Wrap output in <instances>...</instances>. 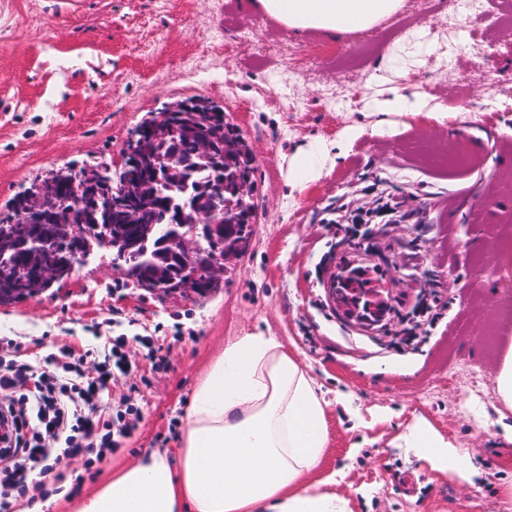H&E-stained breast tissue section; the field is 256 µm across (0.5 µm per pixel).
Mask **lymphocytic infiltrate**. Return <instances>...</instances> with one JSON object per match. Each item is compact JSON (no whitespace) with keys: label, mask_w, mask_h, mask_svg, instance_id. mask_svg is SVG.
Wrapping results in <instances>:
<instances>
[{"label":"lymphocytic infiltrate","mask_w":512,"mask_h":512,"mask_svg":"<svg viewBox=\"0 0 512 512\" xmlns=\"http://www.w3.org/2000/svg\"><path fill=\"white\" fill-rule=\"evenodd\" d=\"M124 345L117 338L92 376L53 354L38 365L0 359V392L11 394L0 402V512H16L22 499L46 494L47 480L64 481L66 459L79 456L85 467L94 466L115 447V434L129 429L133 406L123 403L98 415L90 409L129 372Z\"/></svg>","instance_id":"obj_1"}]
</instances>
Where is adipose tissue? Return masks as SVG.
I'll return each mask as SVG.
<instances>
[{
  "instance_id": "obj_1",
  "label": "adipose tissue",
  "mask_w": 512,
  "mask_h": 512,
  "mask_svg": "<svg viewBox=\"0 0 512 512\" xmlns=\"http://www.w3.org/2000/svg\"><path fill=\"white\" fill-rule=\"evenodd\" d=\"M288 28L330 37L392 16L401 0H250ZM449 474L467 457L423 425L403 437ZM331 438L327 403L277 337L227 343L198 380L179 463L156 452L81 497L77 512H355L336 478H317Z\"/></svg>"
}]
</instances>
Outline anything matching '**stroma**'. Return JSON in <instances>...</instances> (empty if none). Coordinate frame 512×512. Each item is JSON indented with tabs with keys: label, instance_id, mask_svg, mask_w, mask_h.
Masks as SVG:
<instances>
[{
	"label": "stroma",
	"instance_id": "1",
	"mask_svg": "<svg viewBox=\"0 0 512 512\" xmlns=\"http://www.w3.org/2000/svg\"><path fill=\"white\" fill-rule=\"evenodd\" d=\"M397 94L427 107L375 111ZM188 98L222 107L254 157L253 240L218 288L152 292L100 249L61 286L0 307L7 360L126 339L132 368L94 405L126 400L138 416L92 470L68 459L67 484L89 492L145 452L177 459L207 363L262 332L321 387L332 443L318 475L355 512H507L512 408L496 376L512 341V40L465 0H402L336 39L245 0H0V211L51 170L120 167L142 121ZM313 146L323 169L301 192L293 162ZM461 154L472 165H451ZM382 201L406 222L347 237L343 220ZM357 245L393 285L388 331L353 328L326 292ZM417 423L465 450L474 475L406 447Z\"/></svg>",
	"mask_w": 512,
	"mask_h": 512
}]
</instances>
